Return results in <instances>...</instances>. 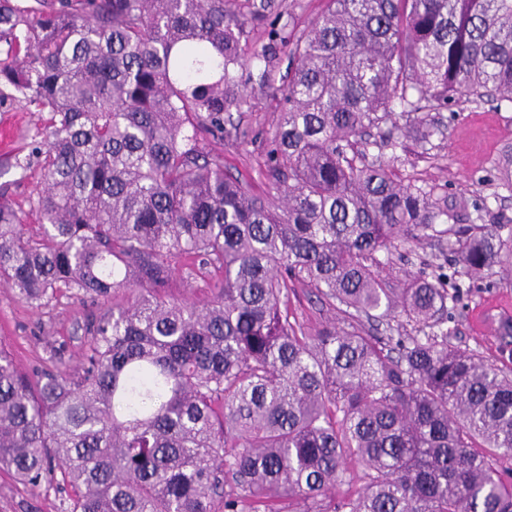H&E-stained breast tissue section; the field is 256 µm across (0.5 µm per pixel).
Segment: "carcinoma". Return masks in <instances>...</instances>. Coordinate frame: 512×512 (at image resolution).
Instances as JSON below:
<instances>
[{"label":"carcinoma","instance_id":"cac0c4a2","mask_svg":"<svg viewBox=\"0 0 512 512\" xmlns=\"http://www.w3.org/2000/svg\"><path fill=\"white\" fill-rule=\"evenodd\" d=\"M322 2L299 32L274 0H0V99L50 115L40 231L0 195V283L112 300L78 377L0 343V471L67 512H512V370L444 328L448 280L511 268L512 237L465 226L438 272L390 287L393 252L455 215L347 154L426 144L452 102L512 103V0ZM278 47L257 196L199 137L248 139L233 113L278 89ZM180 263L221 272L208 301L171 293ZM297 288L338 321L291 318Z\"/></svg>","mask_w":512,"mask_h":512}]
</instances>
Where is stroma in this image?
<instances>
[{"label": "stroma", "instance_id": "1", "mask_svg": "<svg viewBox=\"0 0 512 512\" xmlns=\"http://www.w3.org/2000/svg\"><path fill=\"white\" fill-rule=\"evenodd\" d=\"M252 97L253 110L242 115L249 138L243 144L225 143L224 165L248 179L255 193L263 194L268 183L260 170L282 95L257 90ZM47 118V113L30 112L7 100L0 102V127L13 134L10 152H0V190L15 206H25L29 194L40 185V164L33 159L35 135ZM432 119L437 132L429 144L422 146L408 138L394 149L371 147L368 160L390 162L402 181L435 184L448 195L469 198L471 206L461 213L460 224H500L505 234H512V185H503L498 178L504 155L512 152V103L461 101L433 113ZM19 157L30 158L29 168H16ZM220 279L217 270L182 266L173 293L205 301ZM460 283L462 300L448 320L452 342L500 362L496 337L482 332L477 318L490 303L512 305V273L497 269L486 281L464 277ZM97 308L96 302L63 291L35 308L16 300L10 288L0 285V340L23 370L51 366L52 356L57 355L79 372L85 365L88 318ZM66 506V497L54 489L34 491L0 472V512H64Z\"/></svg>", "mask_w": 512, "mask_h": 512}]
</instances>
